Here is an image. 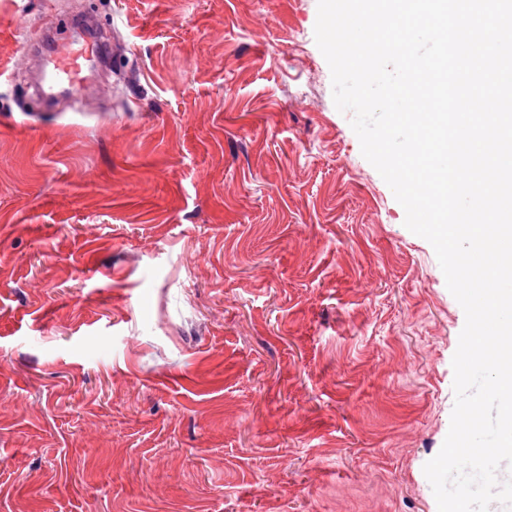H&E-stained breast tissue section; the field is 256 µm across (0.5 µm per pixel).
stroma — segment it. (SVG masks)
<instances>
[{"instance_id": "stroma-1", "label": "stroma", "mask_w": 512, "mask_h": 512, "mask_svg": "<svg viewBox=\"0 0 512 512\" xmlns=\"http://www.w3.org/2000/svg\"><path fill=\"white\" fill-rule=\"evenodd\" d=\"M92 87L44 104L46 35ZM317 0H0V512H438L465 313Z\"/></svg>"}]
</instances>
